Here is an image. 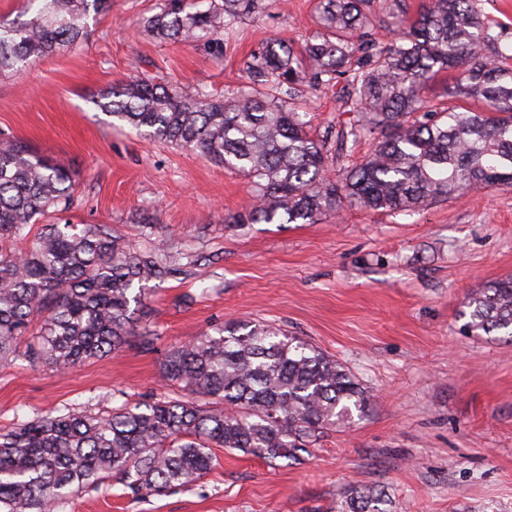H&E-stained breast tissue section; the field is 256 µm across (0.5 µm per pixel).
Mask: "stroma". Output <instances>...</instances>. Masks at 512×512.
Here are the masks:
<instances>
[{"instance_id":"obj_1","label":"stroma","mask_w":512,"mask_h":512,"mask_svg":"<svg viewBox=\"0 0 512 512\" xmlns=\"http://www.w3.org/2000/svg\"><path fill=\"white\" fill-rule=\"evenodd\" d=\"M221 49L160 41L142 26L157 0H112L72 48L0 74V133L76 173L71 223L109 224L133 247L206 257L192 275L149 284L146 326L115 355L68 369L0 363V432L53 409L104 414L122 399L178 396L159 371L170 345L231 319L288 331L342 362L370 393L362 416L326 431L301 460L268 463L217 449L192 487L132 497L104 481L60 512H336L350 484L385 493L387 512H512V337L464 328L467 294L512 276V188L397 214L341 203L312 224L226 227L250 198L247 178L113 122L102 90L151 77L191 93L243 85L250 54L300 45L315 0H261ZM503 54L512 0H476ZM312 130L332 132L333 170L362 161L374 136L341 151L354 118L342 88L307 95Z\"/></svg>"}]
</instances>
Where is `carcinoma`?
Listing matches in <instances>:
<instances>
[{
    "mask_svg": "<svg viewBox=\"0 0 512 512\" xmlns=\"http://www.w3.org/2000/svg\"><path fill=\"white\" fill-rule=\"evenodd\" d=\"M33 16L0 21V72L79 43L90 12L107 0H28ZM376 0H316L317 29L299 49L269 42L246 61L250 86L215 97L188 95L145 78L103 91L95 105L150 137L237 170L253 203L241 224H313L342 200L369 210L409 212L466 192L512 187V67L474 0H428L386 46L373 42ZM257 0H158L143 25L162 40L210 47ZM451 74L448 105L421 92ZM344 79L357 118L342 145L380 135L359 165L329 176L327 136L313 135L288 99L304 87ZM74 173L0 137V362L69 368L121 350L145 286L191 275L200 258L131 248L109 224L61 223ZM55 222L29 237L32 227ZM31 238L19 250L15 243ZM464 329L512 330V277L472 292ZM36 340L24 342L34 319ZM164 385L188 399L126 402L102 415L52 411L0 433V512H56L80 490L112 478L135 495L188 487L214 465V449L269 461L298 460L306 443L350 423L370 396L338 361L282 329L229 320L214 333L171 347ZM384 497L354 483L337 512H387Z\"/></svg>",
    "mask_w": 512,
    "mask_h": 512,
    "instance_id": "carcinoma-1",
    "label": "carcinoma"
}]
</instances>
